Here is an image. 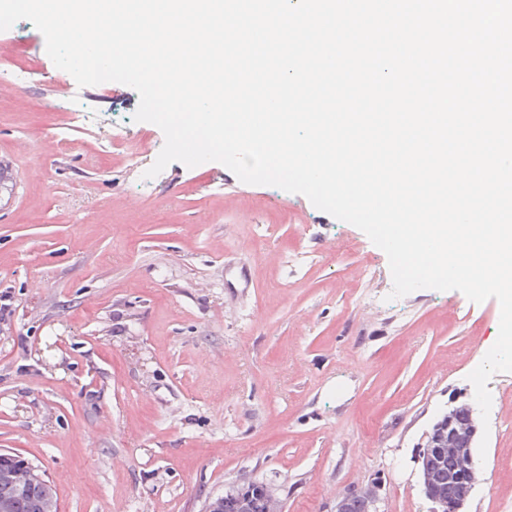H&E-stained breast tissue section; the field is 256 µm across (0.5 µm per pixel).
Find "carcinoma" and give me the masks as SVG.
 Segmentation results:
<instances>
[{
  "mask_svg": "<svg viewBox=\"0 0 512 512\" xmlns=\"http://www.w3.org/2000/svg\"><path fill=\"white\" fill-rule=\"evenodd\" d=\"M472 404L462 401L452 405V412H443L432 424L429 434L437 437L434 447L448 444V422L455 426L470 424ZM426 491L431 499L451 504L456 498V485L450 479L455 472L454 459L444 453L430 460ZM268 490L261 482H251L210 500L211 512H266ZM0 512H58L55 491L44 475L25 474L13 453L0 457Z\"/></svg>",
  "mask_w": 512,
  "mask_h": 512,
  "instance_id": "1",
  "label": "carcinoma"
}]
</instances>
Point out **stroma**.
Masks as SVG:
<instances>
[{
	"label": "stroma",
	"instance_id": "1",
	"mask_svg": "<svg viewBox=\"0 0 512 512\" xmlns=\"http://www.w3.org/2000/svg\"><path fill=\"white\" fill-rule=\"evenodd\" d=\"M43 76L0 94V451L37 465L59 512H204L265 483L283 512H336L378 485L379 512H430L415 459L499 333L500 305L457 290L391 298L386 254L307 197L217 162L143 183L110 154L139 95L71 85L15 23L0 53ZM483 481L467 512H512V373L491 377Z\"/></svg>",
	"mask_w": 512,
	"mask_h": 512
}]
</instances>
